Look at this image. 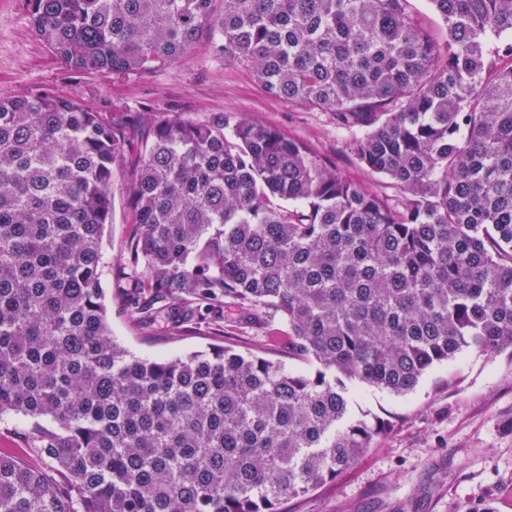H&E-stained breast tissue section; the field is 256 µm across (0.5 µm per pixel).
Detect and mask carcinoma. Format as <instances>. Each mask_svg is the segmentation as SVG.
Segmentation results:
<instances>
[{
  "label": "carcinoma",
  "instance_id": "carcinoma-1",
  "mask_svg": "<svg viewBox=\"0 0 512 512\" xmlns=\"http://www.w3.org/2000/svg\"><path fill=\"white\" fill-rule=\"evenodd\" d=\"M29 0L65 66L130 77L206 36L275 97L363 130L391 206L233 114L128 126L52 91L0 99V421L62 475L0 455V512H278L384 427L351 388L413 391L468 351L512 357V0ZM139 152H131L134 140ZM121 164L135 230L116 281L167 302L169 335L224 304L288 326V369L223 348L150 360L112 338L102 241ZM408 9L435 34L442 37L445 35L443 22L434 12L428 0H409Z\"/></svg>",
  "mask_w": 512,
  "mask_h": 512
}]
</instances>
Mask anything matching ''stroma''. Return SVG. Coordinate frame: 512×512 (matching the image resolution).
<instances>
[{"label": "stroma", "mask_w": 512, "mask_h": 512, "mask_svg": "<svg viewBox=\"0 0 512 512\" xmlns=\"http://www.w3.org/2000/svg\"><path fill=\"white\" fill-rule=\"evenodd\" d=\"M45 88L74 96L105 112L116 126L143 110L202 120L223 112L279 130L303 142L383 200L400 195L384 176L365 169L349 149L351 130L336 115L285 98L268 96L248 67L225 62L200 43L171 65L142 76L118 78L109 72L71 71L37 41L31 31L28 0H0V99ZM130 170L112 179V215L105 230L106 261L124 254L133 233L128 190ZM105 304L115 340L135 355L160 358L227 346L255 353L293 369L301 359L288 352L285 323L248 320L224 309L228 337L201 327L186 336L147 333L114 297L111 272H104ZM354 411L386 425L359 460L310 492L288 497L280 512H465L493 499L497 512H512V358L465 353L430 371L410 393L397 396L368 388ZM0 454L33 465L41 457L33 430L24 423L0 424Z\"/></svg>", "instance_id": "obj_1"}]
</instances>
